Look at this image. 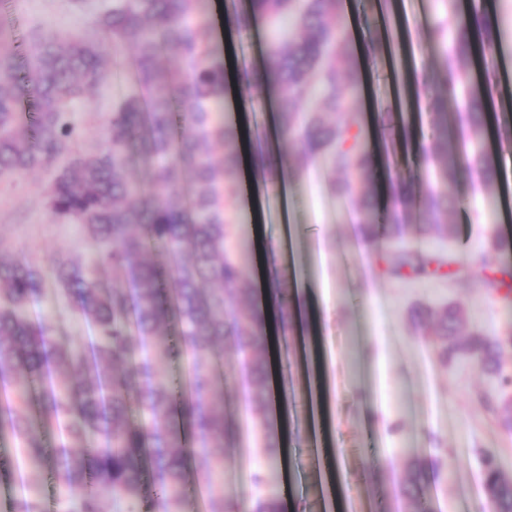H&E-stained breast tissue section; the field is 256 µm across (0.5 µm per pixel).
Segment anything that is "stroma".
<instances>
[{"instance_id": "obj_1", "label": "stroma", "mask_w": 512, "mask_h": 512, "mask_svg": "<svg viewBox=\"0 0 512 512\" xmlns=\"http://www.w3.org/2000/svg\"><path fill=\"white\" fill-rule=\"evenodd\" d=\"M102 2L88 0L87 8L79 10L72 0H13L9 12L0 14V27L14 46L16 75L27 72L29 48L40 34H85ZM350 2L338 10L336 23L352 48L366 50L369 83L356 107L364 140L375 149L392 106V58L410 57L425 71L438 66L440 56L429 43V31L446 18L450 4L467 10L480 0H402L384 17L377 0ZM496 2L501 24L485 59L497 74L491 90L497 106L512 99V0ZM225 3L214 0L210 12L216 37L229 39L236 60L260 65L262 32L235 35L233 17L245 0H235L230 9ZM126 88L123 82L106 84L73 103L84 129L77 152L100 146L112 98ZM486 149L498 155L502 179L486 185L467 169L446 184L449 194L465 202L449 213L446 238H437L413 213L401 230L386 227L381 246L374 248L364 241L356 200L331 190L322 165L284 181L289 222L300 230L289 240L276 218L279 203L265 189L264 173L254 172L264 232L275 248L265 262H258L251 216L238 211L236 222L248 253L245 274L256 282L265 275L276 277L280 269H295L297 284L306 286L318 304L317 336H310L306 317H299L288 329L287 348L268 355L278 393L271 411L288 420V462L265 470L263 490L292 512H330V487L318 459L326 443L339 450L344 512H414L402 492L406 464L413 458L427 462L426 491L433 512H493L482 486L485 452L497 455L505 478L512 480V432L501 424L506 389L471 358L442 363L428 329L410 316L419 304L455 305L466 328L502 338V368L512 375V311L484 287L490 271L478 264L491 251L500 265L512 268V127L506 117L493 118ZM438 152L428 140L413 150L406 136L397 142L390 162L425 183ZM47 181V173L37 171L12 183L0 182V246L14 258L44 266L61 254L87 257L93 241L76 224L51 215L44 194ZM402 243L434 253L454 252L473 265L475 275L459 278L443 268L419 278H392L386 270ZM224 370L232 375L224 387V415L233 439L223 451L222 486L228 500L246 508L263 491L254 476L264 456L248 411L246 373L230 343L224 346Z\"/></svg>"}]
</instances>
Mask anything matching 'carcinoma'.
Masks as SVG:
<instances>
[{"label":"carcinoma","mask_w":512,"mask_h":512,"mask_svg":"<svg viewBox=\"0 0 512 512\" xmlns=\"http://www.w3.org/2000/svg\"><path fill=\"white\" fill-rule=\"evenodd\" d=\"M340 0H249L236 16L241 32L263 25L270 31L263 64L239 70L241 81L279 103L278 132L297 153L301 167L322 162L345 196H355L376 176L374 155L348 121L355 112L360 78L344 33L336 27ZM468 20L453 22L442 66L426 75L430 132L441 149L439 182L475 167L485 182L497 179L496 159L461 150V138L482 141L485 99L469 92L465 111L448 102L472 85L460 61L469 57ZM93 37L66 31L39 36L31 46L24 82L37 112H18V77L0 30V179L42 169L51 172L45 193L52 216L77 224L97 243L96 253L76 260L61 255L45 268L16 261L0 246V439L17 451L0 478L23 493L15 512H41L28 491V467L54 453L53 477L70 496L68 512H178L186 493L190 432L202 467L223 468L232 429L224 419V376L217 366L231 341L248 370L249 404L264 431V459L276 464L280 448L269 432V367L262 309L244 263L230 251L231 224L224 187L237 181L240 135L224 121L223 51L216 43L206 0H109L94 15ZM136 52L128 91L112 101L104 141L78 154L83 135L69 109L93 89L121 74L124 61L110 50ZM181 62L167 68L161 58ZM222 157L216 156L217 147ZM256 168L275 174L288 167L255 145ZM136 161L150 168L143 184L127 175ZM190 178L192 198L176 194ZM392 206L360 197L364 237L376 245L381 228L399 227L405 212L418 209L441 232L448 211L462 201L438 188L420 190L412 181H389ZM435 262L405 246L389 269L424 276ZM288 277L278 281V319L287 331L292 310ZM60 287L75 319L85 326L78 343L43 321L36 304L47 284ZM414 318L431 325L444 362L468 355L486 374L500 375L497 338L468 330L448 305L418 306ZM183 370L175 377L169 365ZM483 483L494 512H512V481L502 477L496 456L484 462ZM405 495L416 512H429L419 459L409 463ZM250 512H285L269 495Z\"/></svg>","instance_id":"cac0c4a2"}]
</instances>
